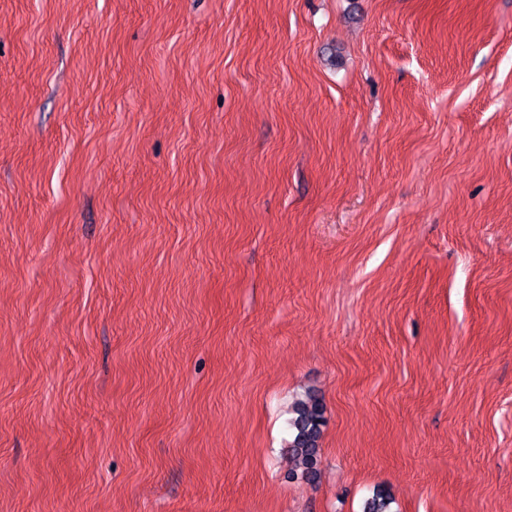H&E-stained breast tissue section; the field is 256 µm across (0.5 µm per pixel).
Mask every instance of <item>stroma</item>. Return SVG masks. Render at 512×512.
<instances>
[{"mask_svg": "<svg viewBox=\"0 0 512 512\" xmlns=\"http://www.w3.org/2000/svg\"><path fill=\"white\" fill-rule=\"evenodd\" d=\"M380 491L512 512V0H0V512ZM294 411V435L289 448L302 468V474L311 476L315 473L317 464L324 406L317 396L309 395L306 400L296 403Z\"/></svg>", "mask_w": 512, "mask_h": 512, "instance_id": "stroma-1", "label": "stroma"}]
</instances>
